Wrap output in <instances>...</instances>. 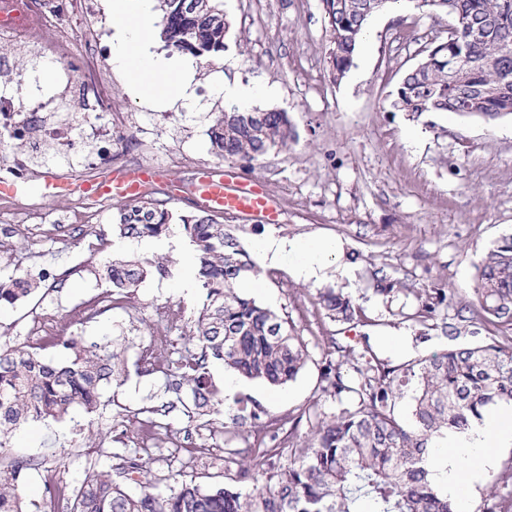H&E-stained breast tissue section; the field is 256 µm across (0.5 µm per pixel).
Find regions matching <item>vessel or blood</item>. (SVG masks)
<instances>
[{
  "mask_svg": "<svg viewBox=\"0 0 512 512\" xmlns=\"http://www.w3.org/2000/svg\"><path fill=\"white\" fill-rule=\"evenodd\" d=\"M96 190L121 201H135L147 192L164 190L195 207L259 224L279 223L282 214L278 201L260 181L243 177L227 164L199 166L188 178L177 181L170 180L160 166L143 164L113 172Z\"/></svg>",
  "mask_w": 512,
  "mask_h": 512,
  "instance_id": "b4317fda",
  "label": "vessel or blood"
}]
</instances>
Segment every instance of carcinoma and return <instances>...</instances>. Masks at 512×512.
<instances>
[{"mask_svg":"<svg viewBox=\"0 0 512 512\" xmlns=\"http://www.w3.org/2000/svg\"><path fill=\"white\" fill-rule=\"evenodd\" d=\"M418 11L455 18L457 29L438 44L427 65L404 73L391 93L397 112H451L486 123L512 116V0H410ZM331 30L329 58L341 78L352 64L376 0H322ZM162 36L167 46L206 64L224 53L229 21L224 0H163ZM211 152L221 160L252 161L288 148L296 131L288 113L235 108L218 115L209 133ZM181 226L197 258L196 278L203 303L189 331L200 352L167 363L191 392L194 406L207 410L220 401L211 381L209 358L251 380L284 385L297 376L308 357L301 336L288 319L239 291L238 283L259 270L244 249L243 224H221L205 212L180 214L147 194L118 211L113 230L123 238H161ZM171 275L169 262L112 259L105 276L117 299H127L151 271ZM43 274L17 273L0 280V305L31 297ZM480 318L512 326V237L490 247L473 288ZM448 299L438 288L413 314L412 344L441 333L448 349L394 365L378 356L363 336L357 344L331 337L322 370V396L336 403L333 413L315 414L316 424L301 448H265L254 465L240 468L249 491L184 484L162 496L154 491L137 454L123 458L125 481L96 471L74 486L54 484L61 512H457L434 487L426 462L448 432H465L471 421L500 403L512 402V347L496 340L456 344L463 323L435 321ZM333 321H362L353 298L333 289L318 296ZM159 317L166 330L152 336L153 349L171 344L169 330L180 328L181 305H166ZM65 351L45 358L34 346L0 340V455L9 435L36 421H62L80 408L96 410L102 389L119 380L124 360L114 342L89 346L81 336H53ZM413 388L411 414L396 411L405 388ZM231 413L233 437L267 415L247 397ZM40 462L15 458L0 466V512H25L23 483Z\"/></svg>","mask_w":512,"mask_h":512,"instance_id":"carcinoma-1","label":"carcinoma"}]
</instances>
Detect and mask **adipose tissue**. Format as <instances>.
I'll return each instance as SVG.
<instances>
[{"mask_svg": "<svg viewBox=\"0 0 512 512\" xmlns=\"http://www.w3.org/2000/svg\"><path fill=\"white\" fill-rule=\"evenodd\" d=\"M112 60L136 89L150 88L151 99L166 106L190 100L194 78L192 59L166 56L155 49L151 0H111ZM252 248L270 265H287L299 280L318 281L328 270L348 278L352 268L340 259L336 243L317 237L288 239L264 236ZM512 446V408H498L473 423L467 433L449 435L437 448L428 468L438 489L467 507L470 489L494 463L493 451Z\"/></svg>", "mask_w": 512, "mask_h": 512, "instance_id": "1", "label": "adipose tissue"}]
</instances>
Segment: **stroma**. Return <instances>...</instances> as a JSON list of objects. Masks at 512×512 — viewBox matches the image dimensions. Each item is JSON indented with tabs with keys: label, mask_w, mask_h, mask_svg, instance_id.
I'll use <instances>...</instances> for the list:
<instances>
[{
	"label": "stroma",
	"mask_w": 512,
	"mask_h": 512,
	"mask_svg": "<svg viewBox=\"0 0 512 512\" xmlns=\"http://www.w3.org/2000/svg\"><path fill=\"white\" fill-rule=\"evenodd\" d=\"M224 10L231 22L226 48L216 65L197 64L192 103H148L119 72H111L112 101L125 116L112 133V152L184 177L215 161L209 129L217 113L234 105L218 86L272 88V95L254 99L253 105L288 113L297 138L285 150L240 166L281 202V221L268 231L288 239L334 240L354 268L352 279L331 271L318 283L298 281L281 268L252 291L258 301L287 315L310 358L284 386L247 380L237 393L267 411L251 430L255 440L274 433L302 438L311 429L306 412L320 392L327 339L344 330L319 305L320 292L332 288L351 295L364 314L353 335H368L377 354L393 364L441 350L435 339L416 349L407 344L412 326L400 314L414 311L420 293L444 288L451 300L437 314L456 322L458 310L472 298L486 251L512 234V119L487 124L451 113L389 111L400 77L447 39L453 23L447 16L419 13L408 0H397L369 19L365 41L340 78L328 59L331 33L321 0H224ZM0 63L14 77L54 69L50 51L32 44L4 52ZM73 211L68 202L43 198L41 231L33 238L11 235L0 223V274L28 269L64 277L61 286L46 284L27 302L0 306V336L12 344L48 346V338L30 333L37 315L50 311L68 322L75 309L108 300L112 293L99 276L112 250L87 252L86 241L111 237L117 205L83 217V237L58 236L57 221L72 219ZM192 274L191 266L179 263L172 276L148 277L125 307L84 326L85 335L117 340L125 374L102 391L95 412L34 422L14 434L11 457L42 464L24 486L29 512L54 508L45 475L74 484L92 469L116 474L117 453L138 447L140 424L148 419L158 422L160 440L143 464L157 492L169 493L185 482L232 485L248 457L225 446L223 413L196 414L188 388L174 390L171 378L141 358L161 327L157 309L167 304L185 307L184 327L172 331V346L155 352L153 363H166L188 347L187 329L201 296H185L178 283ZM492 497L512 498V447L497 450L493 468L472 495L471 512H480Z\"/></svg>",
	"instance_id": "35a3bbf8"
}]
</instances>
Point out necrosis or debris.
I'll list each match as a JSON object with an SVG mask.
<instances>
[{"mask_svg":"<svg viewBox=\"0 0 512 512\" xmlns=\"http://www.w3.org/2000/svg\"><path fill=\"white\" fill-rule=\"evenodd\" d=\"M0 18V46L37 43L52 49L63 91L78 96L86 117L81 123L57 116L56 97L37 94L32 79L22 77L0 86V184L23 185L31 176L29 157L17 155L16 146L28 139L31 113L42 112L41 139L58 155L75 157L83 171L98 177L112 168V98L99 64L104 58L105 29L97 0H12ZM84 19L85 51L71 54L73 22Z\"/></svg>","mask_w":512,"mask_h":512,"instance_id":"necrosis-or-debris-1","label":"necrosis or debris"}]
</instances>
